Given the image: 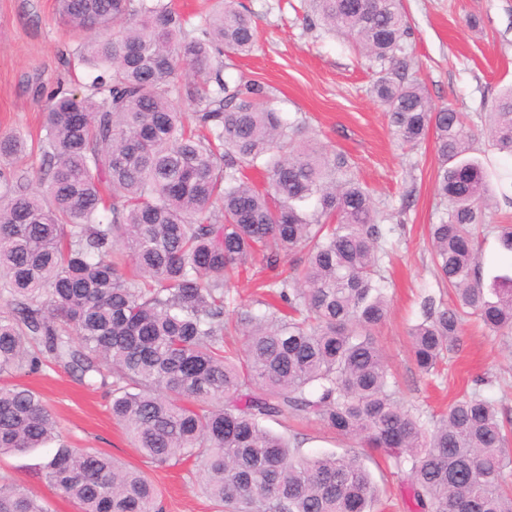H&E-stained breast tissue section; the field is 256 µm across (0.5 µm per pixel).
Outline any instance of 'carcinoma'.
<instances>
[{
    "instance_id": "carcinoma-1",
    "label": "carcinoma",
    "mask_w": 512,
    "mask_h": 512,
    "mask_svg": "<svg viewBox=\"0 0 512 512\" xmlns=\"http://www.w3.org/2000/svg\"><path fill=\"white\" fill-rule=\"evenodd\" d=\"M75 53L97 72L86 91L55 92L43 111L39 188L0 170V454L58 449L45 480L80 512H162L149 477L93 448L60 441L51 409L6 378L54 363L106 386L112 417L158 466L194 462L221 512H372L359 456L308 457L297 433L268 421L314 417L382 452L406 477L414 512H512V420L465 391L429 427L400 405L374 330L386 320L385 231L354 163L302 136L214 55L258 42L237 0L184 20L166 0H57ZM310 23L339 32L380 66L372 91L409 148L435 132L434 271L455 296L424 304L409 331L417 368L434 372L460 345L465 318L512 335V272L483 283L479 229L491 182L508 176L472 155L477 127L437 106L411 73L399 0H309ZM194 105L192 124L173 96ZM484 135L512 156V87ZM24 148L0 140L7 159ZM262 169L260 191L243 176ZM315 200L311 215L302 206ZM305 252L294 272L225 318L228 282L256 253L268 269ZM243 348L226 346L229 334ZM0 512H48L0 478Z\"/></svg>"
}]
</instances>
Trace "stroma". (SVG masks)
Here are the masks:
<instances>
[{"label": "stroma", "mask_w": 512, "mask_h": 512, "mask_svg": "<svg viewBox=\"0 0 512 512\" xmlns=\"http://www.w3.org/2000/svg\"><path fill=\"white\" fill-rule=\"evenodd\" d=\"M260 37L239 59L246 79L271 87L274 107L305 124L328 152L357 165L363 185L386 229L383 261L390 313L375 339L396 378V399L429 420L445 410L477 377L482 392L512 419V336L499 337L468 322L459 350L438 371L422 374L410 350L408 328L421 321L425 296L451 304L430 261V225L444 207L437 195L434 136L417 149L402 146L372 92L377 68L345 37L309 28L305 0H242ZM410 22L407 52L432 103L469 113L490 111L501 90L512 85V0H401ZM75 41L57 21L55 0H0V136L42 135V108L58 90L87 84L91 69L73 65ZM59 422L63 440L75 448H97L132 465L161 492L162 512H215L189 465L159 467L133 447L109 410L105 388H89L56 367L24 377ZM55 445L0 457V476L36 492L49 512H79L42 477ZM362 461L383 490L381 512H413L406 484L384 458L361 449Z\"/></svg>", "instance_id": "obj_1"}]
</instances>
